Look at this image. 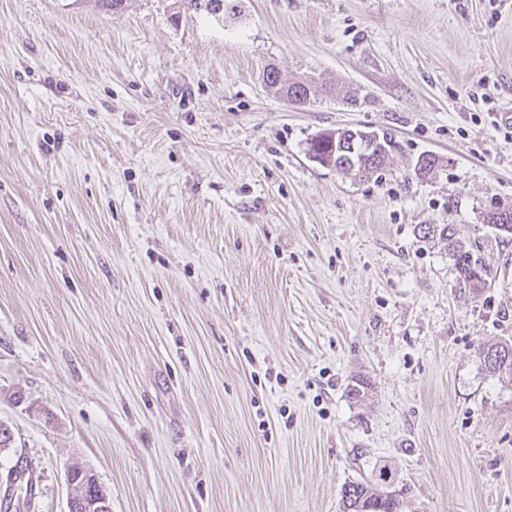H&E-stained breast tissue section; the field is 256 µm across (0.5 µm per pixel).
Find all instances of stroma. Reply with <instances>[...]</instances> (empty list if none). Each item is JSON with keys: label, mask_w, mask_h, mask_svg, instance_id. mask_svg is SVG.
Here are the masks:
<instances>
[{"label": "stroma", "mask_w": 512, "mask_h": 512, "mask_svg": "<svg viewBox=\"0 0 512 512\" xmlns=\"http://www.w3.org/2000/svg\"><path fill=\"white\" fill-rule=\"evenodd\" d=\"M313 76L359 94L304 106ZM512 0H0V481L68 512H512ZM392 135L361 178L319 132ZM441 164L417 175L420 155ZM454 224L488 269L458 285ZM363 383L358 403L348 390ZM270 70L266 72V84L273 91L274 95L285 98L292 95L295 98L297 92L301 90V85L306 81H298L293 83H283L280 72L275 66H269ZM494 354L497 356L498 353L503 354V360L498 363L497 360L486 362V356L488 354ZM478 354L479 356H483V363L485 366V369L488 370L490 373L496 374L499 377L508 376L510 380H512V343H497L490 345L488 347L480 346L478 348ZM506 356H509L508 363L503 368L504 364V358ZM33 467L31 465V462H28L26 459L25 462L23 459L19 461L17 460L16 464L13 465L6 474L5 479V489L3 492V495H1L0 498V511L4 512H10L12 511L11 508L13 506L12 498L14 495V489H11L10 487L12 485H15L18 481L21 482L22 479H24V475L27 473L28 478L26 481V489L28 490L29 485V491L32 492V486H33ZM8 482H9V488H8ZM11 492V493H10ZM391 476L383 467L379 471L376 484L354 483L344 494V511L347 512H400L401 495L393 497L396 490L391 487ZM83 475H85V481L91 479L93 482L94 480L93 486H96V488H92L91 497L88 498H81L74 487L75 482L80 480ZM67 480L73 490L68 503V512H112L106 492L97 484L94 475L90 471L84 469L78 474L77 479L74 481L73 473L68 470Z\"/></svg>", "instance_id": "stroma-1"}]
</instances>
